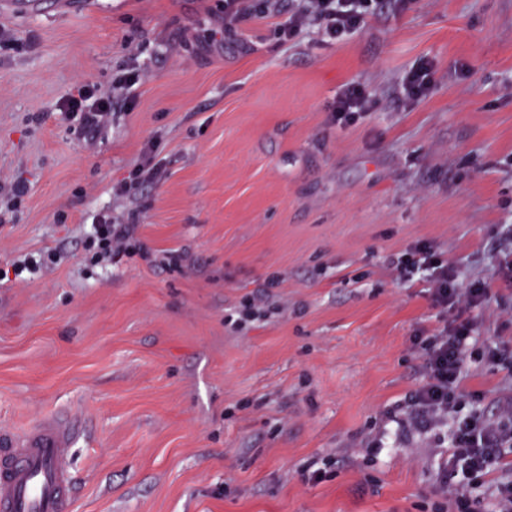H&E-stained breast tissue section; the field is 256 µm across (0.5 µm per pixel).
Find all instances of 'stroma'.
Segmentation results:
<instances>
[{"instance_id":"1","label":"stroma","mask_w":512,"mask_h":512,"mask_svg":"<svg viewBox=\"0 0 512 512\" xmlns=\"http://www.w3.org/2000/svg\"><path fill=\"white\" fill-rule=\"evenodd\" d=\"M225 32L224 0L0 9V430L77 415L74 512H448L452 418L400 425L445 325L417 243L488 288L463 409L512 402V0H405L341 42L279 16ZM429 60L433 82L402 84ZM145 68L80 133L61 106ZM357 83L370 111L330 108ZM159 182L115 186L144 159ZM26 194L13 200L11 188ZM137 249L85 259L95 213ZM325 471L318 483L308 471ZM433 78V67L429 63L412 69L403 83V95L406 100L416 102L425 97Z\"/></svg>"}]
</instances>
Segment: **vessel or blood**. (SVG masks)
<instances>
[{
    "label": "vessel or blood",
    "instance_id": "vessel-or-blood-1",
    "mask_svg": "<svg viewBox=\"0 0 512 512\" xmlns=\"http://www.w3.org/2000/svg\"><path fill=\"white\" fill-rule=\"evenodd\" d=\"M82 433L73 416H48L27 430L0 431V512H71L68 464Z\"/></svg>",
    "mask_w": 512,
    "mask_h": 512
}]
</instances>
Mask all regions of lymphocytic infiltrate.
<instances>
[{
	"mask_svg": "<svg viewBox=\"0 0 512 512\" xmlns=\"http://www.w3.org/2000/svg\"><path fill=\"white\" fill-rule=\"evenodd\" d=\"M383 0H303L285 22L278 27L283 40L299 38L304 30L318 26L324 35L342 39L363 28L368 16L376 13ZM112 94H98L94 86L79 84L69 94L64 108L78 116L83 133L93 134L112 112ZM135 225L115 224L105 215H97L84 237V248L91 261L111 260L126 247ZM430 274V299L434 306L452 313L448 326L429 339L424 352V378L411 397L412 409L404 418L406 424L430 422L447 414L456 406L457 390L463 377V362L473 340V324L457 318L456 310L483 303L486 288L459 287L453 265L441 262L432 246L415 244L400 271L409 280L419 271ZM448 455L449 467H462L467 474L479 478L494 471L503 458L504 449L512 447V427L481 419L474 414L455 417Z\"/></svg>",
	"mask_w": 512,
	"mask_h": 512,
	"instance_id": "obj_1",
	"label": "lymphocytic infiltrate"
}]
</instances>
